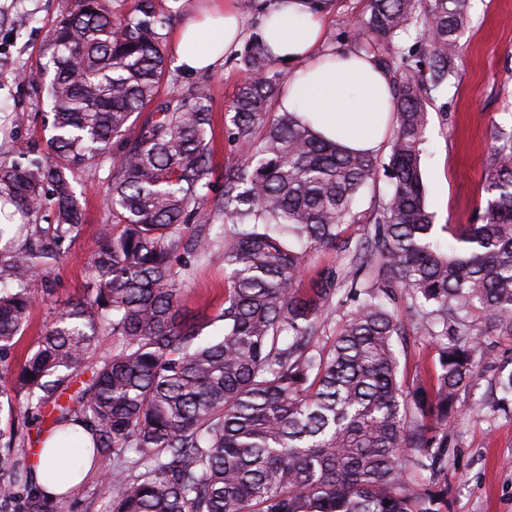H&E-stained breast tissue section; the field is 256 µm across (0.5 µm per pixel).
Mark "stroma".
<instances>
[{
	"label": "stroma",
	"mask_w": 512,
	"mask_h": 512,
	"mask_svg": "<svg viewBox=\"0 0 512 512\" xmlns=\"http://www.w3.org/2000/svg\"><path fill=\"white\" fill-rule=\"evenodd\" d=\"M367 0H335L326 19V46L351 48L353 36L368 15ZM63 0H0V151L15 143L44 140L41 117L49 111L37 94V73L49 30L61 14ZM468 23L460 38L456 77L429 96V122L420 157L427 208L434 224H474L485 204L483 162L492 143V126H512V0H468ZM169 77L160 90L168 98L194 84L211 88L212 188L218 198L225 165L242 153L230 143L229 106L247 74L238 56L208 73L186 74L166 58ZM111 165L95 175L79 176L84 211L81 232L69 252L49 273L48 286H36L38 303L29 326L14 345L13 365L24 362L43 329L67 303L87 295L89 253L103 224L109 223L107 185ZM224 257L214 252L198 260L182 284L180 306L191 321L207 325L224 304ZM431 337L414 322L406 324L400 353L405 376L434 367ZM53 416L16 415L14 448L0 445V455L27 461L40 432ZM448 512H512V407L484 413L461 412L448 424Z\"/></svg>",
	"instance_id": "stroma-1"
}]
</instances>
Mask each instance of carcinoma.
<instances>
[{
	"mask_svg": "<svg viewBox=\"0 0 512 512\" xmlns=\"http://www.w3.org/2000/svg\"><path fill=\"white\" fill-rule=\"evenodd\" d=\"M466 2L369 0L353 51L391 80L396 126L383 157L323 140L295 112L270 117L285 76L253 36L228 129L244 160L224 167L209 210V87L132 120L166 76L154 0L128 15L71 0L43 52L47 156L30 145L0 153V204L32 220L0 226V414L58 399L110 337L112 352L54 424L80 420L95 435L112 512H447L448 420L476 384L488 331L512 336V126L491 129L480 223L443 225L445 250L420 170L428 97L454 75ZM411 27L419 44L394 51ZM108 160L110 223L90 251L91 294L64 306L15 371L7 354L35 305L32 284L80 233L76 175ZM382 180L389 191L358 209ZM354 224L374 231L356 236ZM321 248L349 258L346 270L299 287L302 252ZM214 250L226 285L222 329L209 334L185 320L173 263ZM394 285L435 342L427 379L399 368ZM342 289L351 307L320 345ZM511 363L495 366L500 408L512 402ZM0 501L59 510L6 459Z\"/></svg>",
	"mask_w": 512,
	"mask_h": 512,
	"instance_id": "obj_1",
	"label": "carcinoma"
}]
</instances>
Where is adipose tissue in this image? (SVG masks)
Returning a JSON list of instances; mask_svg holds the SVG:
<instances>
[{"label":"adipose tissue","instance_id":"1","mask_svg":"<svg viewBox=\"0 0 512 512\" xmlns=\"http://www.w3.org/2000/svg\"><path fill=\"white\" fill-rule=\"evenodd\" d=\"M333 0H270L260 32L274 55L288 62V85L279 111L298 113L326 140L349 151L377 153L390 126V81L371 59L322 49L324 20ZM245 26L231 0H210L199 14L187 18L172 43L176 65L184 72H208L233 55ZM59 431L45 434L33 448L36 476L62 470L61 483L44 485L54 499L69 497L90 473L91 461L76 463L59 450Z\"/></svg>","mask_w":512,"mask_h":512}]
</instances>
